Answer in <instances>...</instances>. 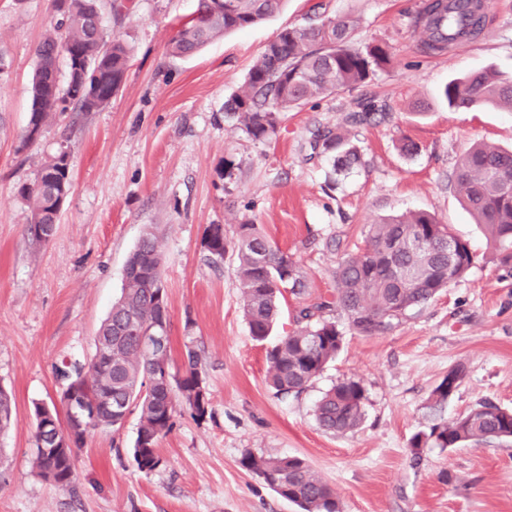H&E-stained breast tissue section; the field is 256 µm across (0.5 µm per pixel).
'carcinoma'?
<instances>
[{
  "mask_svg": "<svg viewBox=\"0 0 512 512\" xmlns=\"http://www.w3.org/2000/svg\"><path fill=\"white\" fill-rule=\"evenodd\" d=\"M100 0H52L54 23L37 45L36 67L30 87L32 122L44 128L54 116L70 111L90 113L112 101L121 91L133 55L132 45L101 26ZM285 0H200L198 16L184 24L167 44L173 57H185L215 39L252 27L280 12ZM459 0L427 5L417 18L420 48L438 54L479 32L483 18L467 0L465 14ZM357 21L350 15L320 18L303 26L282 29L267 44L248 71L240 90L224 104V119L234 122L254 142L276 136L280 115L300 108L344 87L365 82L375 71L391 64L389 49L378 43L363 48L353 44ZM66 57L68 79L58 80V59ZM89 62L95 77L85 84L75 76L76 63ZM442 95L448 108L469 112L483 105L512 109V78L492 68L473 70L449 81ZM310 147L340 169L361 163L360 151L339 128L318 129ZM69 152L61 147L38 170L31 182L18 184L20 196L34 205L25 232L38 244L55 232L60 202L70 192ZM450 188L463 208L485 231L498 266L512 272V150L488 143L470 146L460 157ZM448 225L419 211L388 216L369 226L364 246L347 255L334 271L333 299L306 301L296 309L297 328L280 337L268 352L266 382L276 396L301 394L336 357L343 342L335 315L360 336L391 332L412 312L431 304L475 264L470 244L457 238L459 248L448 258ZM202 247L211 264L224 261L227 250L237 259V277L243 312L251 335L265 340L280 314L285 294L305 293V277L293 255L273 246L258 225H238L231 239L224 225L205 228ZM163 254L154 227H147L129 255L123 287L96 335L112 340V354L95 363L96 354L83 361L55 367L56 381L76 389L85 399L112 394L118 411L83 424L66 421L51 459L35 453L32 468L46 478L53 464L56 486L72 488L76 452L99 428L118 430L123 411L137 414V434L131 452L139 470L149 473L161 464L160 441L174 426L175 406H186L198 421L212 417L209 390L196 349L186 347L183 373L171 372L170 331L164 333V356L140 349L136 326H151L168 310L162 279ZM466 368L458 364L437 385L429 398L441 406L460 386ZM363 385L346 379L328 389L315 405L318 425L332 434L358 428L364 419ZM14 424L13 404L0 387V431ZM512 439V410L484 400L465 414L440 420L429 431L409 439L413 456L431 444L453 448L463 443L489 444ZM243 466L296 504L300 512H340L336 491L297 456L243 459Z\"/></svg>",
  "mask_w": 512,
  "mask_h": 512,
  "instance_id": "cac0c4a2",
  "label": "carcinoma"
}]
</instances>
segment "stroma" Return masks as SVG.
Listing matches in <instances>:
<instances>
[{
    "mask_svg": "<svg viewBox=\"0 0 512 512\" xmlns=\"http://www.w3.org/2000/svg\"><path fill=\"white\" fill-rule=\"evenodd\" d=\"M316 0H287L273 17L174 58L166 43L193 16L198 0H136L134 13L101 24L134 47L126 82L112 102L89 114L51 119L19 150L31 108L35 49L52 18L51 0H0V386L17 421L0 432V512H298L241 461L304 458L339 496L341 512H512V441L422 448L410 437L435 419H454L477 402L512 410V276L448 182L477 141L512 147V110H450L441 92L452 78L490 67L512 77V0H489L483 26L447 51H420L414 19L426 0H323L329 15L359 21L357 46L380 43L392 63L351 89L282 113L276 137L255 143L224 120V102L243 84L265 45L289 25L306 23ZM387 112L379 124H348L363 101ZM348 124L361 164L337 171L312 154L310 133ZM419 147L400 150L401 137ZM70 152L72 187L55 232L33 244L28 201L17 185L33 180L60 145ZM237 179L217 175L225 162ZM427 211L468 240L469 274L392 333L344 331L340 352L302 394L278 397L265 383L266 354L295 328L300 300L287 296L271 335L254 340L242 309L233 253L208 264L206 226L233 233L259 224L293 254L308 293L336 287L338 262L360 246L380 217ZM159 228L169 298L172 373L194 343L213 416L195 421L178 407L161 440V466L140 472L130 448L137 415L120 431L92 433L76 458L75 490L32 469L33 402L56 400L54 367L90 356L101 320L123 285L129 253L144 229ZM467 376L442 407L432 390L456 364ZM345 379L365 389V419L332 435L317 424L322 393Z\"/></svg>",
    "mask_w": 512,
    "mask_h": 512,
    "instance_id": "stroma-1",
    "label": "stroma"
}]
</instances>
